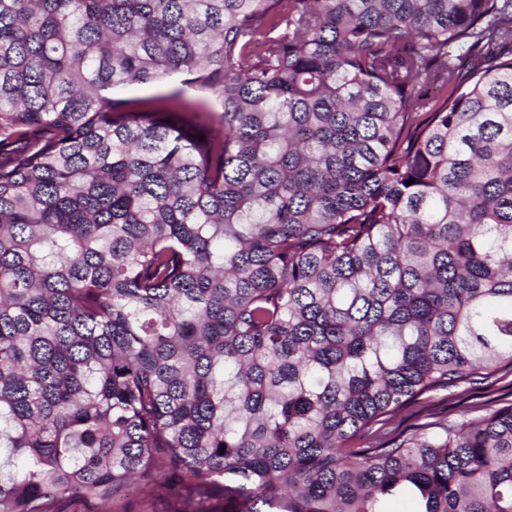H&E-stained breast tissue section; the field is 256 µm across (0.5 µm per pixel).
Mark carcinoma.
Returning <instances> with one entry per match:
<instances>
[{
    "mask_svg": "<svg viewBox=\"0 0 512 512\" xmlns=\"http://www.w3.org/2000/svg\"><path fill=\"white\" fill-rule=\"evenodd\" d=\"M501 367L512 0H0V512H512ZM477 385L464 394H450L438 391L423 404L429 413L449 423L460 422L463 418L485 413L487 409L500 407L501 401L512 400V373L487 385ZM133 499L136 501L135 512H164L179 506L164 500L163 491L160 489L134 493Z\"/></svg>",
    "mask_w": 512,
    "mask_h": 512,
    "instance_id": "carcinoma-1",
    "label": "carcinoma"
}]
</instances>
